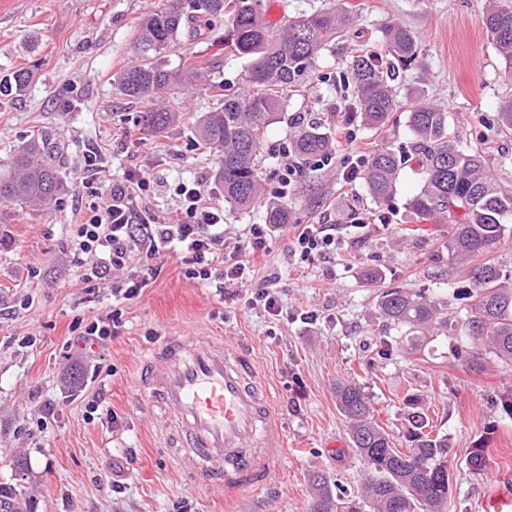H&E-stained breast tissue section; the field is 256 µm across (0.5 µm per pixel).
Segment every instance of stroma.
I'll return each mask as SVG.
<instances>
[{
    "label": "stroma",
    "mask_w": 512,
    "mask_h": 512,
    "mask_svg": "<svg viewBox=\"0 0 512 512\" xmlns=\"http://www.w3.org/2000/svg\"><path fill=\"white\" fill-rule=\"evenodd\" d=\"M159 0H0V77L33 64L25 94L0 95V174L15 150L43 131L64 153L63 188L43 212L0 204V485L19 492L31 512H310L307 475L325 473L356 490L363 465L336 407L337 381H359L379 421L401 436L403 399H423L433 429L451 445L446 512H512V365L487 356L483 372L468 370L455 336H438L424 352L402 350V336L382 318L376 297L392 288L437 297L454 315L469 301L462 276L448 256V228L420 223L408 203L420 186L416 161L402 170L390 202L379 204L363 181H348L347 161L381 148L411 150L406 116L415 91L448 114L462 145L478 150L503 191L512 194V135L497 115L512 98V69L498 55L481 23L489 0H263L266 20L318 9L349 10L354 23L335 50L325 52L307 85L292 93L284 118L268 127L259 176L265 197L287 208L286 231H274L267 251L251 260L248 285L214 286L185 276L170 257L148 288L114 302L103 285L88 289L84 270L67 251L84 215L81 197L86 155L102 154L107 175L141 170L150 188L138 198L140 218L161 222L179 207V184L200 182L223 203L216 157L199 148L192 120L212 101L213 86L247 92V62L225 54L218 41L224 22L208 37L180 39L167 52L170 65L189 55L212 61L206 80L180 95L185 120L166 137L135 133L143 107L124 97L116 77L136 64L139 20ZM410 30L419 63L394 82L400 108L374 130L344 100L354 97L341 77L359 51H382V29ZM319 112L336 144L329 161L302 168L295 184L280 188L292 132L290 116ZM365 217L357 225L355 217ZM264 210L225 205V257L236 254ZM308 224H328L335 243L301 261L291 241ZM425 226L427 237L411 236ZM378 269L366 284L363 268ZM278 301L271 313L258 291ZM122 312L123 331L109 341L97 370L82 357H66L71 324ZM205 329L248 350L279 396L286 453L265 487L225 504L220 488L198 490L179 476L162 447L161 413L137 403L132 380L140 355L168 330ZM103 407L88 414L87 405ZM488 457L485 474H472L466 458L476 444Z\"/></svg>",
    "instance_id": "obj_1"
}]
</instances>
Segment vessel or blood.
Wrapping results in <instances>:
<instances>
[{
  "label": "vessel or blood",
  "mask_w": 512,
  "mask_h": 512,
  "mask_svg": "<svg viewBox=\"0 0 512 512\" xmlns=\"http://www.w3.org/2000/svg\"><path fill=\"white\" fill-rule=\"evenodd\" d=\"M133 391L164 414V440L182 479L225 500L280 470L284 432L277 399L253 357L221 336L173 331L146 350Z\"/></svg>",
  "instance_id": "vessel-or-blood-1"
}]
</instances>
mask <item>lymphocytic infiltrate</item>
<instances>
[{
  "instance_id": "1",
  "label": "lymphocytic infiltrate",
  "mask_w": 512,
  "mask_h": 512,
  "mask_svg": "<svg viewBox=\"0 0 512 512\" xmlns=\"http://www.w3.org/2000/svg\"><path fill=\"white\" fill-rule=\"evenodd\" d=\"M84 186L90 197L81 224L69 244L74 259L91 256L85 269L88 284L111 283L116 297L130 300L155 282L163 256L176 253L186 275L223 287L243 284L246 265L227 262L219 246L224 241V208L215 203L200 184H181V205L175 223L141 224L136 220V195L150 180L146 173H130L124 180H100L101 161L86 158Z\"/></svg>"
}]
</instances>
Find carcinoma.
<instances>
[{"label":"carcinoma","mask_w":512,"mask_h":512,"mask_svg":"<svg viewBox=\"0 0 512 512\" xmlns=\"http://www.w3.org/2000/svg\"><path fill=\"white\" fill-rule=\"evenodd\" d=\"M228 22L222 43L249 59V93L217 94L214 104L194 123L202 144L218 158L217 180L224 201L237 208L251 207L261 196L258 163L268 126L288 101V92L303 85L320 55L336 47L353 19L345 10H317L289 21L280 29L265 21L262 0H166L144 16L134 45L140 63L117 77L119 91L142 103L140 125L146 136L158 137L180 119L166 104L176 89L192 85L207 65L192 60L176 67L164 60L169 45L186 37L209 34L212 19ZM494 46L512 67V5L493 4L481 18ZM386 59L371 53L353 56L346 79L353 85L355 105L371 128L385 127L397 109L391 82L396 69L417 62L419 48L406 28L390 24L382 31ZM33 69L20 67L0 81V94L20 95L30 85ZM407 126L421 175L419 191L409 208L422 220H448V252L464 266L471 300L467 312L454 319L440 301L421 292L393 288L378 295L382 317L403 331L407 347L418 350L429 336L444 332L469 345V370L481 372L485 356L512 363V273L494 253L512 216V195L503 193L487 172L477 150L458 147L448 129V112L431 105L424 93L407 115ZM295 132L288 151L302 161H318L332 151L331 135L311 115L294 118ZM61 158L45 135L30 138L11 158L12 172L0 177V201L43 211L62 188ZM408 157L388 148L373 154L361 178L369 196L385 202L393 195ZM336 405L348 423L351 448L363 461V473L354 494L333 487L321 472L309 476L310 512H445L450 490L448 438L433 433L425 404L414 395L403 399L406 447L381 426L370 396L350 381L336 382ZM485 448L469 453V470L481 475L487 468Z\"/></svg>","instance_id":"1"}]
</instances>
